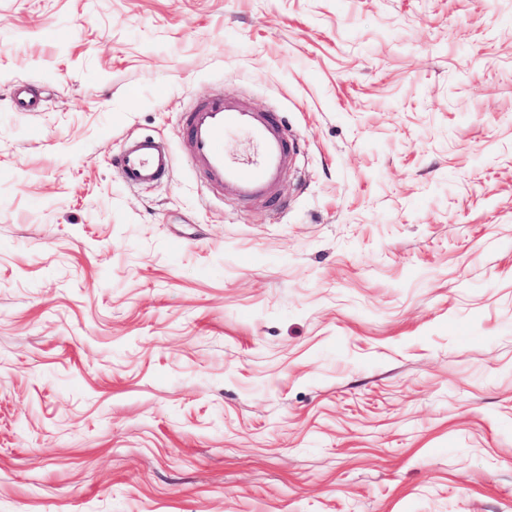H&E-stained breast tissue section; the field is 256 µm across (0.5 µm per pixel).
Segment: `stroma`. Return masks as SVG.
<instances>
[{"label": "stroma", "instance_id": "1", "mask_svg": "<svg viewBox=\"0 0 512 512\" xmlns=\"http://www.w3.org/2000/svg\"><path fill=\"white\" fill-rule=\"evenodd\" d=\"M0 512H512V0H0ZM13 107L16 112L31 114L42 108L41 100L31 93L27 85H17L13 92ZM183 126L191 162L212 185L239 202L277 207L280 183L296 150L277 114L220 96L197 103L184 114ZM239 132L248 138V154L224 149V137ZM171 163V153L162 141L142 137L127 142L114 167L129 187H138L166 179Z\"/></svg>", "mask_w": 512, "mask_h": 512}]
</instances>
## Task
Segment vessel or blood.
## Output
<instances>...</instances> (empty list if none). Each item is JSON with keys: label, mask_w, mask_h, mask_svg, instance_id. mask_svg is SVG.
I'll return each mask as SVG.
<instances>
[{"label": "vessel or blood", "mask_w": 512, "mask_h": 512, "mask_svg": "<svg viewBox=\"0 0 512 512\" xmlns=\"http://www.w3.org/2000/svg\"><path fill=\"white\" fill-rule=\"evenodd\" d=\"M13 107L31 114L42 104L28 86L20 84L13 92ZM183 126L192 146L191 162L212 185L240 202L277 207L280 183L296 150L277 114L220 96L197 103L185 113ZM239 132L248 138V154L234 155L224 148L225 137ZM171 163L162 141L142 137L127 142L114 166L128 186L138 187L166 179Z\"/></svg>", "instance_id": "vessel-or-blood-1"}]
</instances>
